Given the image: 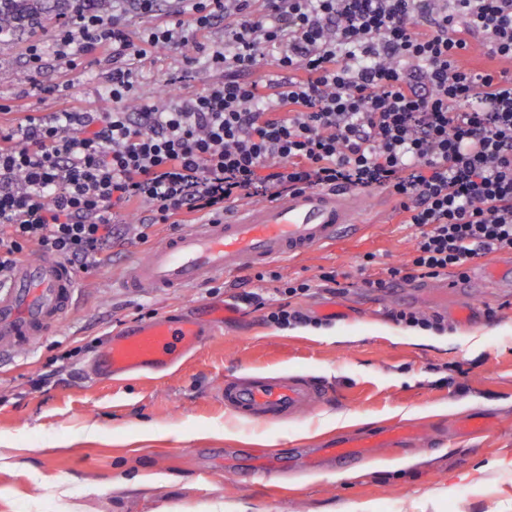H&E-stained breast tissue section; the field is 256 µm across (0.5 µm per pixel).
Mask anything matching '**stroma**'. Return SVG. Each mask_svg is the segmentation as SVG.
I'll list each match as a JSON object with an SVG mask.
<instances>
[{"mask_svg": "<svg viewBox=\"0 0 512 512\" xmlns=\"http://www.w3.org/2000/svg\"><path fill=\"white\" fill-rule=\"evenodd\" d=\"M51 29L23 30L0 41V102L18 112L50 113L56 96L31 94L25 47ZM182 66L179 50L159 47L139 64L145 100L167 90ZM105 63L86 59L74 72L57 62L43 85L71 84L99 104ZM393 198L366 192L359 229L316 251L273 263L283 278L311 280L298 304L330 317L322 327L280 329L241 304L229 272L191 288L134 292L120 282L142 244L114 247L111 261L80 275L70 317L35 348L0 360V512H59L68 492L76 512H512V290L474 284L470 302L493 308L471 326L444 333L409 331L390 320L403 303L359 288L360 279L406 261L413 227ZM352 281L345 294L325 291L319 276ZM214 304L225 309L216 333L170 369L115 382L89 368L115 332ZM301 375L329 397L297 419L265 424L224 407L225 377ZM481 416V429L465 422ZM400 425L411 445L370 449L349 464L307 466L306 451L341 436ZM286 459V469L265 466ZM410 457L414 466L389 468Z\"/></svg>", "mask_w": 512, "mask_h": 512, "instance_id": "stroma-1", "label": "stroma"}]
</instances>
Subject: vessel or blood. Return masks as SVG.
Here are the masks:
<instances>
[{
    "instance_id": "b4317fda",
    "label": "vessel or blood",
    "mask_w": 512,
    "mask_h": 512,
    "mask_svg": "<svg viewBox=\"0 0 512 512\" xmlns=\"http://www.w3.org/2000/svg\"><path fill=\"white\" fill-rule=\"evenodd\" d=\"M360 194L342 188L312 189L271 202L246 204L226 211L223 219L188 225L178 235L162 239L128 266L123 285L134 291L190 288L242 266H260L290 255L313 251L335 240L357 220ZM503 266L474 273L472 280L443 279L435 284L434 302L454 308L461 323L473 312L458 293L478 281L494 288L502 283ZM77 279L59 260L39 256L19 261L0 282V354H12L39 344L59 329L73 308ZM223 309L178 320L162 318L113 334L94 358L97 372L115 378L150 374L169 367L207 342ZM325 394L324 386L308 377H228L224 407L242 417L277 423L298 417ZM413 430L399 427L369 439H343L324 445L326 457L349 463L366 449L404 443Z\"/></svg>"
}]
</instances>
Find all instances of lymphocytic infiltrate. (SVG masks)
Listing matches in <instances>:
<instances>
[{
  "mask_svg": "<svg viewBox=\"0 0 512 512\" xmlns=\"http://www.w3.org/2000/svg\"><path fill=\"white\" fill-rule=\"evenodd\" d=\"M177 2L170 22L134 32L98 0H71L50 43L26 46L36 91L48 59L73 72L104 56L110 104L66 93L51 115L19 117L0 104L1 278L32 251L95 272L133 206L126 234L143 244L154 225L311 188L385 190L415 228L409 260L363 278L368 292L512 252V0ZM218 23L227 39L184 61L223 80L138 105L147 50ZM476 40L495 67L463 64ZM268 50L274 71L255 77ZM311 289L276 286L267 322L315 324L292 303Z\"/></svg>",
  "mask_w": 512,
  "mask_h": 512,
  "instance_id": "1",
  "label": "lymphocytic infiltrate"
}]
</instances>
